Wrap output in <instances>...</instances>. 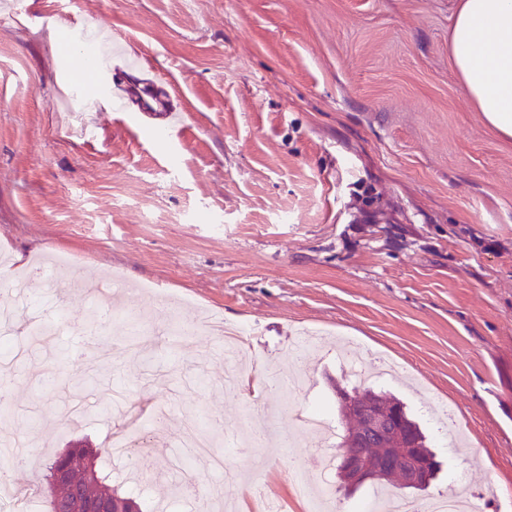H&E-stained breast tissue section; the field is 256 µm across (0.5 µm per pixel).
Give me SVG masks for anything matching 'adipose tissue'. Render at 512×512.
Returning a JSON list of instances; mask_svg holds the SVG:
<instances>
[{
  "mask_svg": "<svg viewBox=\"0 0 512 512\" xmlns=\"http://www.w3.org/2000/svg\"><path fill=\"white\" fill-rule=\"evenodd\" d=\"M449 43L465 94L512 138V0H460Z\"/></svg>",
  "mask_w": 512,
  "mask_h": 512,
  "instance_id": "ef3b65f1",
  "label": "adipose tissue"
}]
</instances>
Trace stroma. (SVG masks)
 I'll use <instances>...</instances> for the list:
<instances>
[{
	"mask_svg": "<svg viewBox=\"0 0 512 512\" xmlns=\"http://www.w3.org/2000/svg\"><path fill=\"white\" fill-rule=\"evenodd\" d=\"M458 0H0V249L14 271L67 253L77 266L39 288L0 289L16 327L81 322L93 306L141 312L145 352L125 350L112 324L32 347L6 374L0 444L31 455L14 486L43 487L42 466L69 442L108 447L133 429L140 464L112 453L151 504L175 500L184 477V419L216 445L245 434V406L270 394L224 390V340L173 346L170 317L205 310L245 328L238 363L273 373L307 328L327 340L294 363L300 405L336 408L349 352L381 355L399 398L441 461L425 502L458 477L512 512V139L486 123L454 70L448 35ZM142 50L127 59L122 38ZM93 56L83 70L79 54ZM129 60L176 92L184 126L106 104L108 60ZM123 288L92 295L82 279ZM62 361L42 385L46 361ZM94 387L81 388L85 377ZM454 409L463 445L446 447L426 412ZM290 447L260 462L231 456L199 481L244 503L250 485L282 500L293 470L323 476L334 439L282 414Z\"/></svg>",
	"mask_w": 512,
	"mask_h": 512,
	"instance_id": "obj_1",
	"label": "stroma"
}]
</instances>
